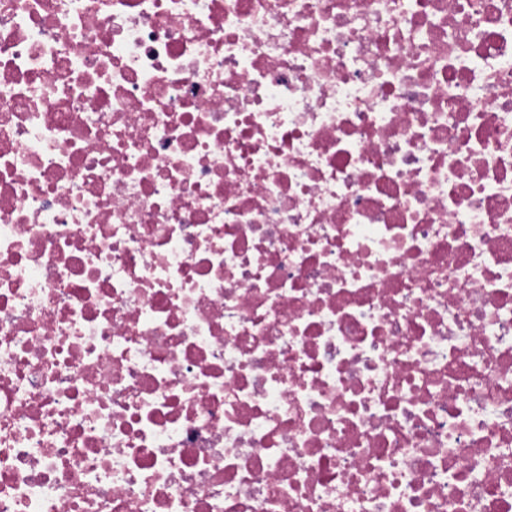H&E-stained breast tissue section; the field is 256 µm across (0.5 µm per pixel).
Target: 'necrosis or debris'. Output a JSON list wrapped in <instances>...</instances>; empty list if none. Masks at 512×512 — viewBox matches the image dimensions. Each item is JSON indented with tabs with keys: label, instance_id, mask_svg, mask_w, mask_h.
<instances>
[{
	"label": "necrosis or debris",
	"instance_id": "4bbe7bcc",
	"mask_svg": "<svg viewBox=\"0 0 512 512\" xmlns=\"http://www.w3.org/2000/svg\"><path fill=\"white\" fill-rule=\"evenodd\" d=\"M0 512H512V0H0Z\"/></svg>",
	"mask_w": 512,
	"mask_h": 512
}]
</instances>
